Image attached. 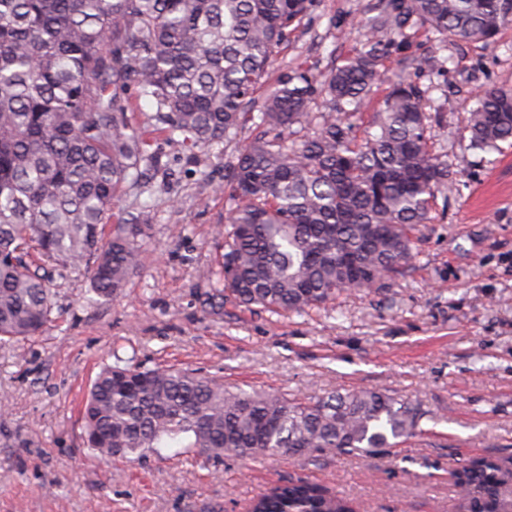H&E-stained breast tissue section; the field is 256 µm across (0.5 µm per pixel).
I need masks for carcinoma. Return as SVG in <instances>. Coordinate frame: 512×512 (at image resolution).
<instances>
[{"mask_svg":"<svg viewBox=\"0 0 512 512\" xmlns=\"http://www.w3.org/2000/svg\"><path fill=\"white\" fill-rule=\"evenodd\" d=\"M318 0H0V343L53 321L54 276H86L109 301L139 270L144 224L106 216L119 188L158 163L149 132L189 154L261 134L224 174L232 207L210 305L231 298L305 314L347 290L371 291L415 258L418 226L456 190L448 150L432 141L445 97L443 65L412 53L421 31L438 47L494 42L512 0H373L361 37L326 73L294 67L256 101L271 67ZM428 70L388 85L387 63ZM132 82L154 112L131 122L115 89ZM373 110L363 134L362 111ZM470 150L512 145V89L493 88L467 113ZM92 381L84 445L100 459L194 448L210 459L325 449L368 453L420 434L431 412L376 389L310 400L230 388L214 376L146 368L112 351ZM462 512H512V456L456 472ZM252 512H353L306 481L257 497Z\"/></svg>","mask_w":512,"mask_h":512,"instance_id":"carcinoma-1","label":"carcinoma"}]
</instances>
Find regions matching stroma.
<instances>
[{
    "instance_id": "obj_1",
    "label": "stroma",
    "mask_w": 512,
    "mask_h": 512,
    "mask_svg": "<svg viewBox=\"0 0 512 512\" xmlns=\"http://www.w3.org/2000/svg\"><path fill=\"white\" fill-rule=\"evenodd\" d=\"M367 2L320 0L281 62L341 64L360 38L347 14ZM443 55L448 101L431 133L448 147L455 194L421 227L403 275L306 315L209 306L234 148L193 158L153 138L157 171L123 186L114 210L150 227L138 274L97 303L87 279L58 280L53 326L0 346V512H246L291 478L346 497L355 512H457L453 472L512 453V148L472 152L458 141L476 93L512 89V25L490 46L460 43ZM114 349L145 367L196 369L247 390L316 399L373 388L434 418L376 455L214 460L161 448L105 463L83 445L79 409Z\"/></svg>"
}]
</instances>
